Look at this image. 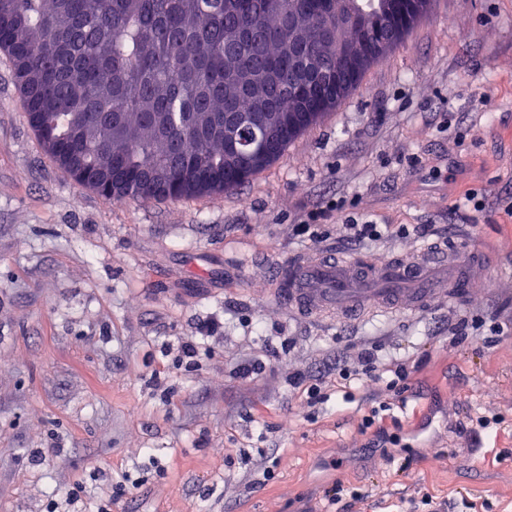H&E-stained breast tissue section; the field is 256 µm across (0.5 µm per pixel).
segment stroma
<instances>
[{"mask_svg":"<svg viewBox=\"0 0 512 512\" xmlns=\"http://www.w3.org/2000/svg\"><path fill=\"white\" fill-rule=\"evenodd\" d=\"M477 193L481 207L464 200ZM430 224L481 249L468 297L336 323L289 315L267 271L303 211ZM512 0H431L404 42L279 160L221 196L107 202L44 152L0 53V512H512ZM204 339L183 362L179 343ZM424 355L406 411L336 377L351 343ZM261 360V373L241 366ZM500 421L472 433L475 416ZM371 427H364V420ZM402 445L374 447L376 430ZM268 452L264 476L255 451ZM125 492L113 496L115 483ZM288 380L291 385H304V383H310L305 389H307L308 398L306 404L308 408H314L316 404L323 403L325 396H321V388L326 387L327 381L324 376H315V378H307V376L300 373H289ZM313 381L315 383H313Z\"/></svg>","mask_w":512,"mask_h":512,"instance_id":"obj_1","label":"stroma"}]
</instances>
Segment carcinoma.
Instances as JSON below:
<instances>
[{
    "mask_svg": "<svg viewBox=\"0 0 512 512\" xmlns=\"http://www.w3.org/2000/svg\"><path fill=\"white\" fill-rule=\"evenodd\" d=\"M381 50L360 43L315 0H0V51L11 62L26 119L61 168L105 200L224 194L286 147L224 154V129L273 107L293 141L336 108L367 68L400 43L429 0ZM303 45L338 77V92L299 71L284 45ZM307 81L323 102L296 98Z\"/></svg>",
    "mask_w": 512,
    "mask_h": 512,
    "instance_id": "obj_1",
    "label": "carcinoma"
}]
</instances>
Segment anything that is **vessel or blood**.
I'll return each instance as SVG.
<instances>
[{"label":"vessel or blood","instance_id":"b4317fda","mask_svg":"<svg viewBox=\"0 0 512 512\" xmlns=\"http://www.w3.org/2000/svg\"><path fill=\"white\" fill-rule=\"evenodd\" d=\"M466 252L423 247L398 259L324 260L300 254L284 261L278 298L310 317L370 316L387 309L422 310L437 299L453 300L454 277L432 278L429 267H455Z\"/></svg>","mask_w":512,"mask_h":512}]
</instances>
